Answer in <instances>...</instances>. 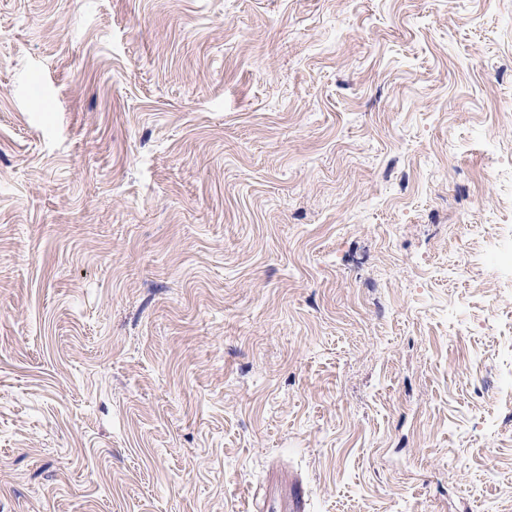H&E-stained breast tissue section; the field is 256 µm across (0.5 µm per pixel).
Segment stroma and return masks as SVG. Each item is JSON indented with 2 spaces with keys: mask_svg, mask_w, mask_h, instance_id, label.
I'll list each match as a JSON object with an SVG mask.
<instances>
[{
  "mask_svg": "<svg viewBox=\"0 0 512 512\" xmlns=\"http://www.w3.org/2000/svg\"><path fill=\"white\" fill-rule=\"evenodd\" d=\"M512 0H0V512H512Z\"/></svg>",
  "mask_w": 512,
  "mask_h": 512,
  "instance_id": "obj_1",
  "label": "stroma"
}]
</instances>
